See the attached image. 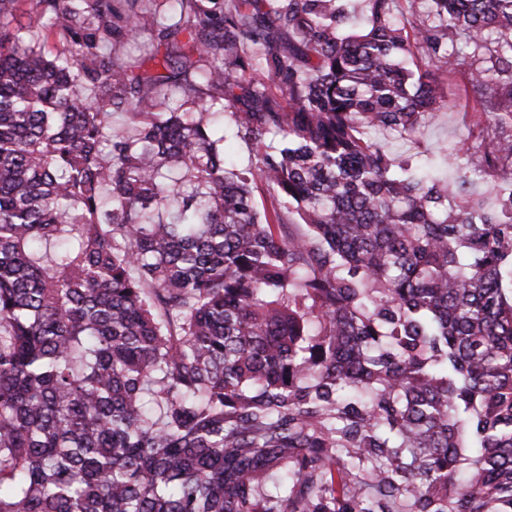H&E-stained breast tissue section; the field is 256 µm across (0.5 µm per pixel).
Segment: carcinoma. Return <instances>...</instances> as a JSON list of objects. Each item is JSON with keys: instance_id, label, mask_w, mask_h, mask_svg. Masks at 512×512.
<instances>
[{"instance_id": "cac0c4a2", "label": "carcinoma", "mask_w": 512, "mask_h": 512, "mask_svg": "<svg viewBox=\"0 0 512 512\" xmlns=\"http://www.w3.org/2000/svg\"><path fill=\"white\" fill-rule=\"evenodd\" d=\"M366 2L0 0V512H512V0ZM438 82L447 92V106L426 116L424 135L419 141H394L391 150L394 153L419 154L420 157H425L441 144L450 148L461 147L466 143L471 148L468 162L471 167H477L481 163L483 146L492 138L493 131L490 128L483 130L485 126H476L474 122L470 103L464 93L470 82V73L467 67H459L451 73L438 74ZM448 99L451 100L449 109ZM481 143L483 146L478 148Z\"/></svg>"}]
</instances>
